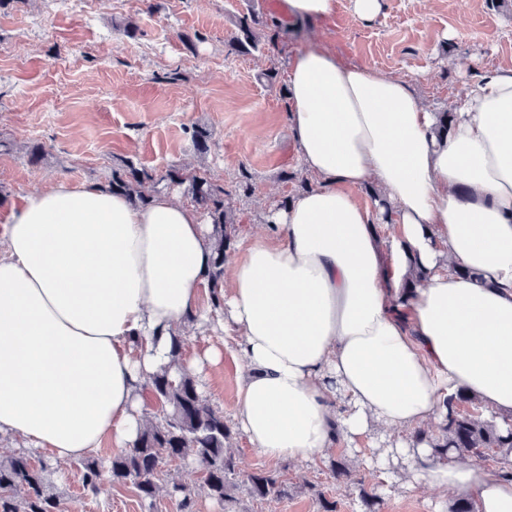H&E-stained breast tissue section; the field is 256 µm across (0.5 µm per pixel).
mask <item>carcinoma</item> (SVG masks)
<instances>
[{"label":"carcinoma","mask_w":512,"mask_h":512,"mask_svg":"<svg viewBox=\"0 0 512 512\" xmlns=\"http://www.w3.org/2000/svg\"><path fill=\"white\" fill-rule=\"evenodd\" d=\"M259 24L260 18L252 10L238 18V34L234 37L238 48L258 45L255 29ZM210 138L208 129L193 128L191 141L197 152H207ZM161 182L172 187L188 184L193 208L210 225L211 303L216 309L222 303L219 288L230 243L227 226L235 223L234 214L224 204V186L205 171L188 173L172 165L158 177L126 161L112 170V178L103 188L125 194L136 205H147ZM152 395L160 410L146 417L132 446L112 456L106 466L95 459L82 462L84 490L96 492L107 476L113 482H131L143 500L153 501L165 491L178 497L177 512H196L195 493L176 481L163 479L166 462L190 460L202 473V489L207 496L235 505L239 467L230 451L233 433L224 414L203 397L196 376L185 370L173 376L165 370L152 377ZM462 403L473 404L475 398L461 393L446 402L441 437L434 444L436 452L445 457L454 450L462 457L511 466L512 424L503 429L480 415L461 411ZM244 484L253 500L286 497L289 493L288 482L276 471L251 472L245 475ZM0 512H68V507L53 492L48 467L36 466L29 455L14 451L0 454Z\"/></svg>","instance_id":"cac0c4a2"}]
</instances>
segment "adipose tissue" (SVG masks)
<instances>
[{"instance_id":"adipose-tissue-1","label":"adipose tissue","mask_w":512,"mask_h":512,"mask_svg":"<svg viewBox=\"0 0 512 512\" xmlns=\"http://www.w3.org/2000/svg\"><path fill=\"white\" fill-rule=\"evenodd\" d=\"M288 89L315 184L240 237L215 315L200 310L209 227L174 197L136 206L56 181L11 210L0 434L57 462L130 447L172 335L211 321L243 362L235 425L266 459L305 464L342 442L367 467L403 461L406 483L441 499L512 512V474L415 437L460 392L512 419V69H481L442 138L406 80L327 51L292 57Z\"/></svg>"}]
</instances>
